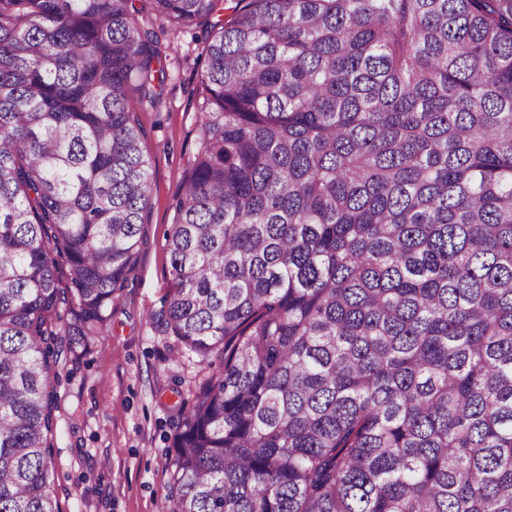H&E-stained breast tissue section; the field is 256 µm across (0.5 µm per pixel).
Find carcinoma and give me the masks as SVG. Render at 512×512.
Instances as JSON below:
<instances>
[{
	"label": "carcinoma",
	"instance_id": "cac0c4a2",
	"mask_svg": "<svg viewBox=\"0 0 512 512\" xmlns=\"http://www.w3.org/2000/svg\"><path fill=\"white\" fill-rule=\"evenodd\" d=\"M137 0H0V512H61L165 58ZM150 0L210 23L157 322L224 367L169 512H512V0Z\"/></svg>",
	"mask_w": 512,
	"mask_h": 512
}]
</instances>
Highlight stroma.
Instances as JSON below:
<instances>
[{
	"label": "stroma",
	"instance_id": "1",
	"mask_svg": "<svg viewBox=\"0 0 512 512\" xmlns=\"http://www.w3.org/2000/svg\"><path fill=\"white\" fill-rule=\"evenodd\" d=\"M139 6L167 56L159 107L137 114L151 163V207L139 263L112 308L110 332L61 373L55 488L61 512H168V458L180 406L217 373L221 352L206 366L179 355L155 315L172 286L166 235L186 161L195 149L201 102L203 42L194 30L174 31Z\"/></svg>",
	"mask_w": 512,
	"mask_h": 512
}]
</instances>
